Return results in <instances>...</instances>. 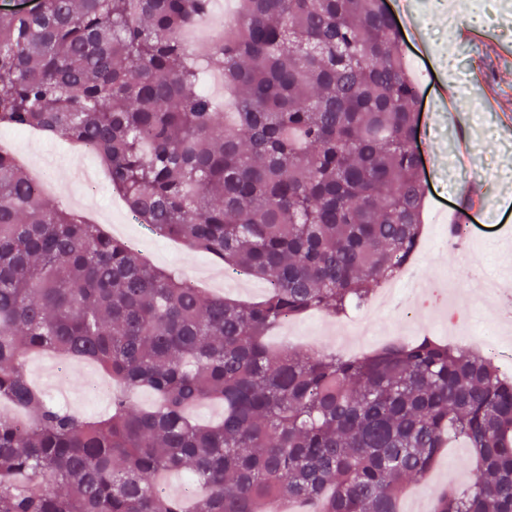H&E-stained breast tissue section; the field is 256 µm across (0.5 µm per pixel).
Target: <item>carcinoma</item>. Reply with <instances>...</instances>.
Masks as SVG:
<instances>
[{
  "label": "carcinoma",
  "instance_id": "obj_1",
  "mask_svg": "<svg viewBox=\"0 0 512 512\" xmlns=\"http://www.w3.org/2000/svg\"><path fill=\"white\" fill-rule=\"evenodd\" d=\"M224 37L182 38L214 0H38L0 9V127L88 146L151 232L262 281L206 297L0 152V512H398L440 450L474 479L432 512H512V377L431 336L359 357L273 350L308 311L345 317L415 252L428 192L418 91L386 0H237ZM222 62L233 110L204 89ZM113 384L87 419L31 383L30 352ZM147 389L158 405L135 406ZM224 406L201 425L189 409ZM190 471V495L160 479Z\"/></svg>",
  "mask_w": 512,
  "mask_h": 512
}]
</instances>
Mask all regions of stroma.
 Segmentation results:
<instances>
[{"instance_id": "stroma-1", "label": "stroma", "mask_w": 512, "mask_h": 512, "mask_svg": "<svg viewBox=\"0 0 512 512\" xmlns=\"http://www.w3.org/2000/svg\"><path fill=\"white\" fill-rule=\"evenodd\" d=\"M419 19L418 30H404L403 48L418 89L421 105L419 149L431 197L424 216L423 249L413 263L417 280L432 286V293L416 294L410 285L399 284L398 301L383 300L368 306V318L377 334L361 341L349 337L350 354L358 355L389 342L393 334L409 335L414 324L434 327L438 338L457 342V329L446 318L448 310H463L471 326L475 346L494 336L512 347V327L493 326L497 304L488 297L479 281L460 284L448 279L456 256L444 246L448 217L440 213L437 197L449 206L469 208L472 224L484 226L486 233L472 252L471 260L486 275L498 277L502 288L512 290V237L496 235L493 225L512 210V0H466L456 26L448 24V9H429L425 0H410ZM469 142L466 165L481 173L480 182L461 176L456 142ZM22 151L46 161L55 184L47 194L49 204L66 209L95 208L107 217H118L110 186H84L76 174L80 165L98 166L96 157H72L66 138L57 136L38 142H21ZM124 234L138 237V250L153 266L198 280L208 293L241 301L263 297V282L238 277L227 281L214 276L215 262L206 255L192 253L180 244L147 231L137 223L120 227ZM338 320L310 313L275 329L272 346H288L311 352L337 348ZM61 362L47 355L40 382L41 392L52 403L85 415L106 413L105 402L89 397L90 374L72 368L64 380L55 372ZM468 449H445L437 466L423 481L410 484L399 504L400 512H430L432 502L443 487L465 485L472 477Z\"/></svg>"}]
</instances>
